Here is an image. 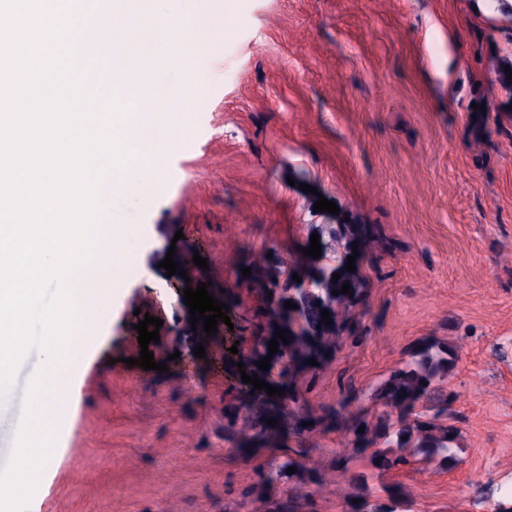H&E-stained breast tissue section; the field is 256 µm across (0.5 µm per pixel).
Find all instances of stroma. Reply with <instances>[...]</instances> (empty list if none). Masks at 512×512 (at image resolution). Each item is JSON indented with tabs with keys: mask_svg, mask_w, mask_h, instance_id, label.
<instances>
[{
	"mask_svg": "<svg viewBox=\"0 0 512 512\" xmlns=\"http://www.w3.org/2000/svg\"><path fill=\"white\" fill-rule=\"evenodd\" d=\"M199 0L214 24L193 31L190 70L158 63L173 90L174 135L139 203L102 195L100 221L137 229L101 322L83 344L68 430L55 435L29 512H268L298 474L261 472L304 449L334 486L297 512H493L483 490L512 483V0ZM338 214L315 210L318 197ZM370 228L364 301L322 365L309 406L319 422L278 447L241 450L224 410L250 414L237 365L176 356L190 330L181 267L206 259L231 328L204 343L249 350L265 323L247 265L290 260L313 228ZM183 239H176V232ZM162 319L167 372L138 358L139 313ZM459 348L448 408L462 438L448 464L367 466L345 416L420 343ZM32 350L0 402V467L15 445L34 375Z\"/></svg>",
	"mask_w": 512,
	"mask_h": 512,
	"instance_id": "stroma-1",
	"label": "stroma"
}]
</instances>
